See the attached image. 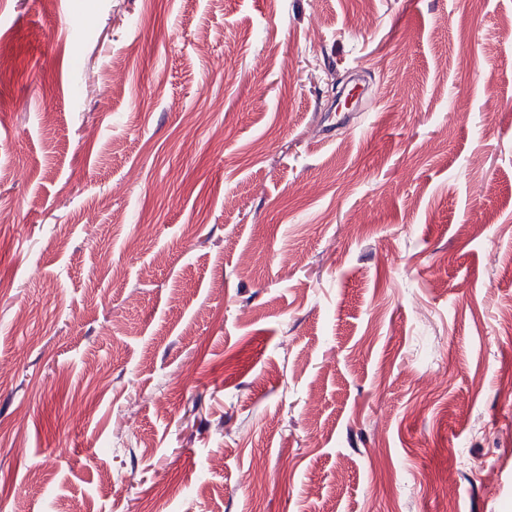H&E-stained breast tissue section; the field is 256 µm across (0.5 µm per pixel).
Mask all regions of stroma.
<instances>
[{"mask_svg":"<svg viewBox=\"0 0 512 512\" xmlns=\"http://www.w3.org/2000/svg\"><path fill=\"white\" fill-rule=\"evenodd\" d=\"M0 44V512H512V0Z\"/></svg>","mask_w":512,"mask_h":512,"instance_id":"stroma-1","label":"stroma"}]
</instances>
